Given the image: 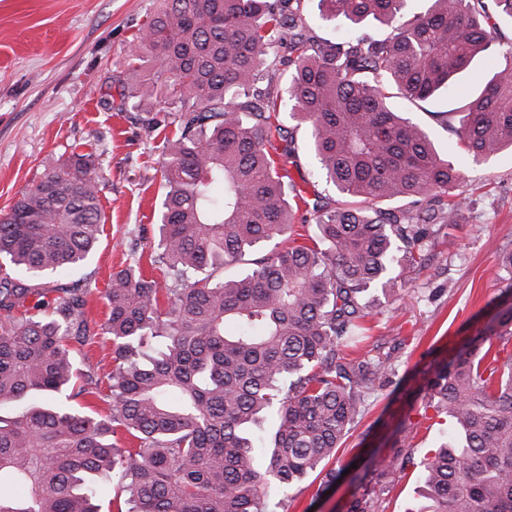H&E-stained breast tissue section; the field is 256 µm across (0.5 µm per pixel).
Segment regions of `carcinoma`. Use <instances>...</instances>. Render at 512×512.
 <instances>
[{"label":"carcinoma","mask_w":512,"mask_h":512,"mask_svg":"<svg viewBox=\"0 0 512 512\" xmlns=\"http://www.w3.org/2000/svg\"><path fill=\"white\" fill-rule=\"evenodd\" d=\"M318 8L350 36L315 39L304 0H162L130 46L133 71L159 70L122 85V99L151 112L164 97L176 125L151 254L170 288L163 306L138 266L112 274L100 325L112 340L110 414L56 402L79 378L70 397L98 395L102 380L75 360L97 333L85 293L42 286L98 243L95 153L72 149L0 216V512H98L111 487L124 495L117 512H268L274 484L316 472L327 489L341 477L328 464L388 371L341 350L359 338L370 290L397 294L403 267L422 266L430 237L468 207L459 166L390 99L464 96L473 61L494 60L461 111L432 113L461 151L491 157L512 148V48L498 50L485 0H433L412 16L406 0ZM368 23L387 35L367 38ZM284 41L289 129L272 54ZM302 127L317 177L344 204L315 209L313 245L254 259L292 233L305 200L287 169ZM510 298L512 280L485 331L422 370L454 439L421 462L416 512H512V358L495 345L512 336ZM267 419L266 444L252 426ZM400 458L394 448L364 473L346 512H376Z\"/></svg>","instance_id":"carcinoma-1"}]
</instances>
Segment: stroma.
I'll use <instances>...</instances> for the list:
<instances>
[{"mask_svg": "<svg viewBox=\"0 0 512 512\" xmlns=\"http://www.w3.org/2000/svg\"><path fill=\"white\" fill-rule=\"evenodd\" d=\"M161 0H0V215L72 147L95 152L100 177L103 232L88 261L49 278L52 288L86 293L91 316L104 322L105 290L114 272L141 262L160 287L168 279L151 264L157 213L165 192L163 144L167 128H152L134 100H121L113 77L127 72V54ZM441 94L425 102L394 99L397 111L424 126L465 175L469 206L458 228L429 243L425 266L407 271L398 296L378 298L369 309L368 338L359 357L382 358L389 381L376 385L364 413L336 456L345 464L372 452L374 461L403 451L391 473L379 512H411L420 505L421 463L450 436L445 416L418 394L431 361L483 331L493 300L512 278V151L480 161L461 152L436 125L432 112L461 106ZM297 158L288 170L307 184V199L333 204L334 186L315 180L317 161L298 130ZM305 480L279 495L277 512H346L356 484L344 480L318 494Z\"/></svg>", "mask_w": 512, "mask_h": 512, "instance_id": "1", "label": "stroma"}]
</instances>
